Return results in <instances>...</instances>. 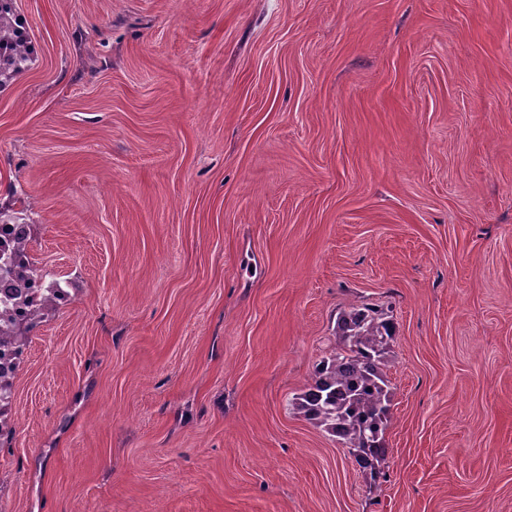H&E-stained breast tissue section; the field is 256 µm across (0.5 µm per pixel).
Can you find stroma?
Returning a JSON list of instances; mask_svg holds the SVG:
<instances>
[{"instance_id":"stroma-1","label":"stroma","mask_w":512,"mask_h":512,"mask_svg":"<svg viewBox=\"0 0 512 512\" xmlns=\"http://www.w3.org/2000/svg\"><path fill=\"white\" fill-rule=\"evenodd\" d=\"M0 202L76 284L0 512H512V0H13ZM389 307L379 480L291 398ZM36 52L29 41L24 21L14 14L13 0H0V87L3 79L11 73L27 68Z\"/></svg>"}]
</instances>
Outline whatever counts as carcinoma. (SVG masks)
I'll list each match as a JSON object with an SVG mask.
<instances>
[{
  "label": "carcinoma",
  "instance_id": "obj_1",
  "mask_svg": "<svg viewBox=\"0 0 512 512\" xmlns=\"http://www.w3.org/2000/svg\"><path fill=\"white\" fill-rule=\"evenodd\" d=\"M36 55L24 21L15 16L13 0H0V77L29 66ZM29 204L14 195L0 206L1 224H28ZM61 281L47 283L53 301L39 314L11 315V332L29 343L32 332L59 307ZM396 326L377 305L351 304L336 321V347L316 365L312 382L290 401L294 414L336 436L370 478L380 475L387 452L384 435L390 421L391 386L387 376L390 343Z\"/></svg>",
  "mask_w": 512,
  "mask_h": 512
}]
</instances>
